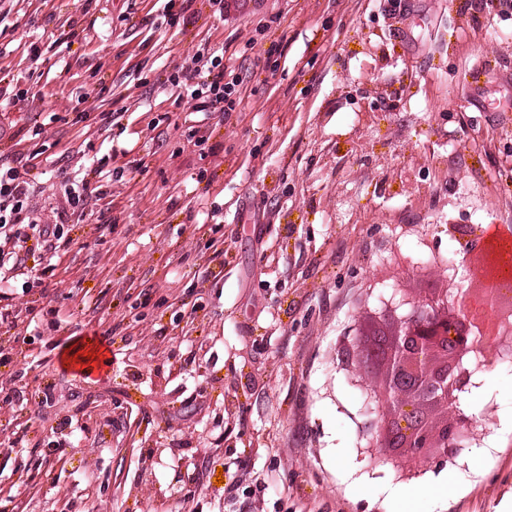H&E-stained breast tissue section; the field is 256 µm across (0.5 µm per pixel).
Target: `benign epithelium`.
I'll list each match as a JSON object with an SVG mask.
<instances>
[{
    "mask_svg": "<svg viewBox=\"0 0 512 512\" xmlns=\"http://www.w3.org/2000/svg\"><path fill=\"white\" fill-rule=\"evenodd\" d=\"M451 230L464 258H481L485 293L437 288L392 307L393 330L378 345L357 338L342 352L378 404L377 417L362 428L371 458L395 468L410 458L418 475L481 444L492 412L466 413L460 395L475 385L481 368L498 363L499 329L506 323L495 311L482 316L475 302L489 296L500 271L512 270V245L491 249L472 225Z\"/></svg>",
    "mask_w": 512,
    "mask_h": 512,
    "instance_id": "7a95c632",
    "label": "benign epithelium"
}]
</instances>
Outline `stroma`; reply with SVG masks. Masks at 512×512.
Returning a JSON list of instances; mask_svg holds the SVG:
<instances>
[{
	"instance_id": "35a3bbf8",
	"label": "stroma",
	"mask_w": 512,
	"mask_h": 512,
	"mask_svg": "<svg viewBox=\"0 0 512 512\" xmlns=\"http://www.w3.org/2000/svg\"><path fill=\"white\" fill-rule=\"evenodd\" d=\"M230 2L0 0V164L66 239L0 272V512H512V363L417 477L340 360L424 272L481 288L449 225H512V0ZM199 52L234 111L171 81Z\"/></svg>"
}]
</instances>
